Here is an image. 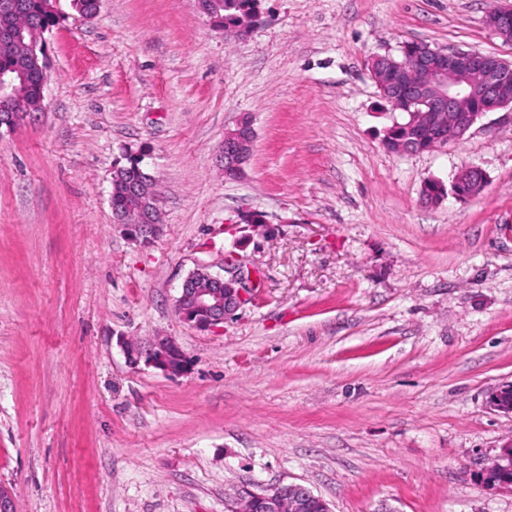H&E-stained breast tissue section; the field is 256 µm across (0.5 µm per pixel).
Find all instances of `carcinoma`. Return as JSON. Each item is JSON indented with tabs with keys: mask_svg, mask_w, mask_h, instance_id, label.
Masks as SVG:
<instances>
[{
	"mask_svg": "<svg viewBox=\"0 0 512 512\" xmlns=\"http://www.w3.org/2000/svg\"><path fill=\"white\" fill-rule=\"evenodd\" d=\"M20 8L9 15L0 14V27L7 24L20 32L18 41L5 49L0 48V67L16 73L12 86L10 111L0 112V127L35 112L41 104L35 93L40 80L38 59L31 47L41 43L43 36L60 24L54 0H18ZM202 12L226 34L243 35L260 21L259 0H202ZM390 136L405 141L431 144L426 129L408 124V119L391 126ZM140 189L142 195L155 193L153 177L143 168L138 155L124 150V162L116 165L112 173L110 204L112 212L125 218V223L136 224L140 217V201L131 190Z\"/></svg>",
	"mask_w": 512,
	"mask_h": 512,
	"instance_id": "obj_1",
	"label": "carcinoma"
}]
</instances>
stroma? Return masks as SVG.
Here are the masks:
<instances>
[{
    "instance_id": "obj_1",
    "label": "stroma",
    "mask_w": 512,
    "mask_h": 512,
    "mask_svg": "<svg viewBox=\"0 0 512 512\" xmlns=\"http://www.w3.org/2000/svg\"><path fill=\"white\" fill-rule=\"evenodd\" d=\"M500 0H260L226 38L195 0H70L44 100L0 128V485L17 512H225L298 483L331 512H512L482 473L512 439V124L382 145L400 115L366 68L408 42L512 60ZM255 132L224 176L225 133ZM145 153L163 232L115 226L111 177ZM467 167L483 192L431 205ZM262 214L276 232L250 235ZM260 286L215 332L179 288L234 242ZM173 337L184 374L131 368L120 339ZM486 25L505 41H512V5L504 4L490 10Z\"/></svg>"
}]
</instances>
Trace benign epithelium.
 <instances>
[{
    "label": "benign epithelium",
    "instance_id": "1",
    "mask_svg": "<svg viewBox=\"0 0 512 512\" xmlns=\"http://www.w3.org/2000/svg\"><path fill=\"white\" fill-rule=\"evenodd\" d=\"M486 25L506 41H512V5L490 10ZM374 78L377 86L396 101L417 104L421 110L409 113L414 124L434 126L437 136L432 146L463 141L475 124L490 113L504 111L512 124V62L472 50L443 51L429 48L412 63L402 57L376 55ZM242 120L236 130L224 136L232 149L230 159L243 168L250 159L246 148L252 146L254 131L244 135ZM397 154H414L423 148L414 142L395 140L383 143ZM485 173L476 167L458 172L448 194L456 199L472 198L485 188ZM136 238L149 244L162 232V225L149 219L133 225ZM207 286L197 285L187 276L180 288L176 307L181 319L200 331H216L233 319L259 287L255 268L237 263L236 253L224 257V275L206 272ZM126 361L132 367L145 363L168 374H181L190 362L180 345L169 336H156L148 343L120 341ZM494 410L512 414V383L501 385L488 395ZM227 512H331L328 504L300 484L278 485L262 492L248 487L236 490L227 503Z\"/></svg>",
    "mask_w": 512,
    "mask_h": 512
}]
</instances>
